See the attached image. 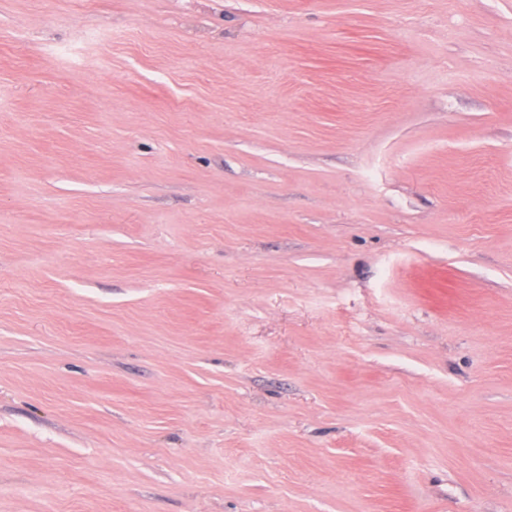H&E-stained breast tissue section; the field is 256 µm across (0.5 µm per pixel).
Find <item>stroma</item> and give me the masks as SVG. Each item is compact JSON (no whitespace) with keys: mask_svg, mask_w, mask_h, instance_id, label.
I'll return each instance as SVG.
<instances>
[{"mask_svg":"<svg viewBox=\"0 0 512 512\" xmlns=\"http://www.w3.org/2000/svg\"><path fill=\"white\" fill-rule=\"evenodd\" d=\"M0 512H512V0H0Z\"/></svg>","mask_w":512,"mask_h":512,"instance_id":"1","label":"stroma"}]
</instances>
